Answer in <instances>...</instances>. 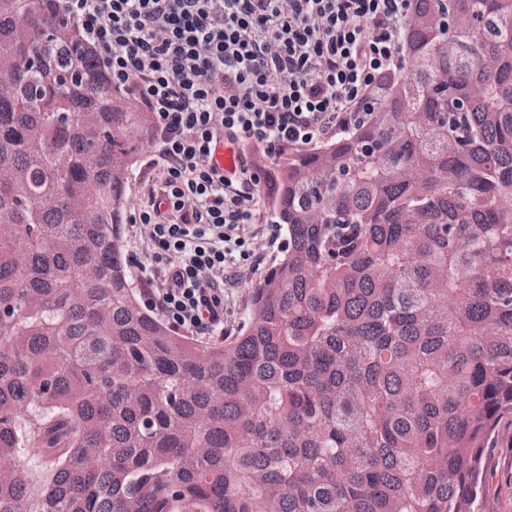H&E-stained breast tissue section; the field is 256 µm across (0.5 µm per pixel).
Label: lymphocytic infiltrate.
Here are the masks:
<instances>
[{"mask_svg":"<svg viewBox=\"0 0 512 512\" xmlns=\"http://www.w3.org/2000/svg\"><path fill=\"white\" fill-rule=\"evenodd\" d=\"M410 0H50L114 88L154 116L159 186L138 211L156 263L148 284L173 324L224 327V274L251 261L261 179L221 174V141L278 156L347 130L398 60Z\"/></svg>","mask_w":512,"mask_h":512,"instance_id":"obj_1","label":"lymphocytic infiltrate"}]
</instances>
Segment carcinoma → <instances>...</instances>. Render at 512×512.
<instances>
[{"instance_id":"carcinoma-1","label":"carcinoma","mask_w":512,"mask_h":512,"mask_svg":"<svg viewBox=\"0 0 512 512\" xmlns=\"http://www.w3.org/2000/svg\"><path fill=\"white\" fill-rule=\"evenodd\" d=\"M410 2L364 117L265 168L287 243L202 342L124 253L152 113L47 0H0V512H478L512 416V0Z\"/></svg>"}]
</instances>
